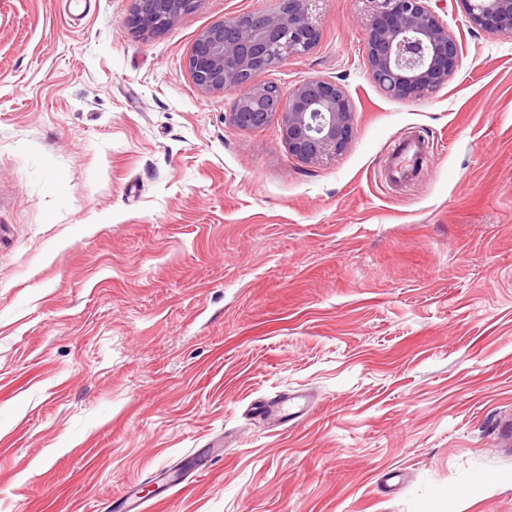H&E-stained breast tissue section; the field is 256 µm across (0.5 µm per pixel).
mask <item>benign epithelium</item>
Segmentation results:
<instances>
[{"label": "benign epithelium", "instance_id": "7a95c632", "mask_svg": "<svg viewBox=\"0 0 512 512\" xmlns=\"http://www.w3.org/2000/svg\"><path fill=\"white\" fill-rule=\"evenodd\" d=\"M198 0H156L152 10L131 14L128 25L150 38L172 27ZM366 15L365 64L369 76L388 96L423 98L455 73L457 43L430 6L431 0H356ZM473 29L512 37V0H462ZM325 0H276L269 12L245 13L220 21L195 40L186 60L194 84L205 92H238L229 121L263 108L280 127L289 154L305 164L341 155L353 136V110L343 86L311 77L274 97L268 83L255 78L308 55L320 36ZM235 32L224 39V29Z\"/></svg>", "mask_w": 512, "mask_h": 512}]
</instances>
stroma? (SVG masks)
<instances>
[{
	"label": "stroma",
	"instance_id": "35a3bbf8",
	"mask_svg": "<svg viewBox=\"0 0 512 512\" xmlns=\"http://www.w3.org/2000/svg\"><path fill=\"white\" fill-rule=\"evenodd\" d=\"M274 2L145 39L134 0H0V512H512V37L442 0L458 70L391 98L360 5L326 0L258 77L346 89L352 140L310 166L186 68ZM414 136L433 156L387 184ZM302 390L292 423L252 410Z\"/></svg>",
	"mask_w": 512,
	"mask_h": 512
}]
</instances>
